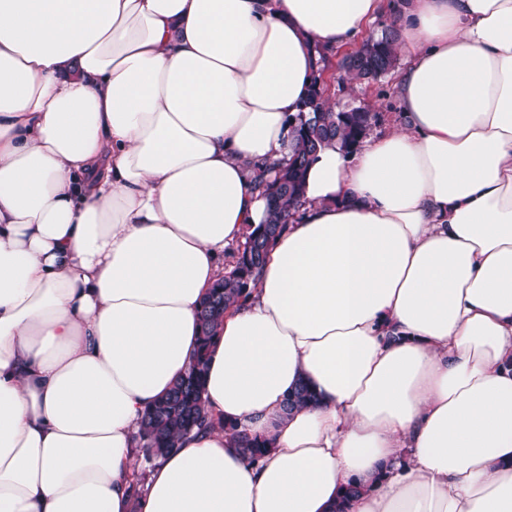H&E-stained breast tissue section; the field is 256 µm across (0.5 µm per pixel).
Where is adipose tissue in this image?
Segmentation results:
<instances>
[{"instance_id": "ef3b65f1", "label": "adipose tissue", "mask_w": 512, "mask_h": 512, "mask_svg": "<svg viewBox=\"0 0 512 512\" xmlns=\"http://www.w3.org/2000/svg\"><path fill=\"white\" fill-rule=\"evenodd\" d=\"M383 14L403 125L317 153L209 348V425L134 492L256 170ZM352 482L347 512H512V0H0V512H331ZM229 429L233 432L238 447L241 448L244 455L250 460L256 461L261 459L271 448V440L268 438L250 436L246 432L239 431L238 425L234 424L229 425Z\"/></svg>"}]
</instances>
